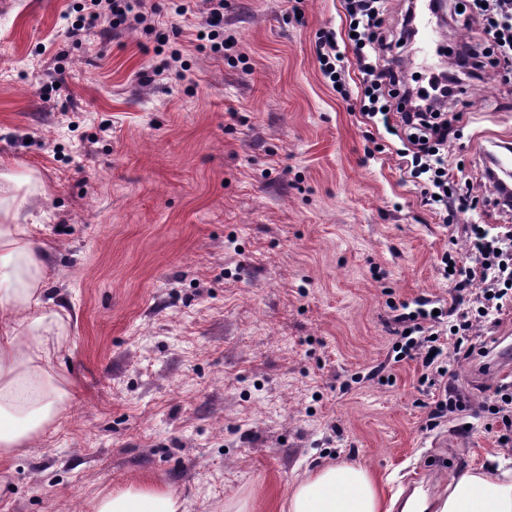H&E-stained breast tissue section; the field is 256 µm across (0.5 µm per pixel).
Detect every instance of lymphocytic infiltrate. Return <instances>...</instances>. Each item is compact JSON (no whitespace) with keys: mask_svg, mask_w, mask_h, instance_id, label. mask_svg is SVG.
Wrapping results in <instances>:
<instances>
[{"mask_svg":"<svg viewBox=\"0 0 512 512\" xmlns=\"http://www.w3.org/2000/svg\"><path fill=\"white\" fill-rule=\"evenodd\" d=\"M84 2L81 17L68 29V36L74 43L100 34L105 24L115 30H130L139 25L146 33L154 35L157 54L165 53L173 62H181V29L176 27L172 32H164L161 22L153 20L147 0ZM225 2L167 0V13L183 20L198 17L199 22L194 27L195 49L220 54L235 44L233 37L224 34ZM345 5L352 33L350 43L363 74V83L358 89L363 101L361 110L372 118L382 111L379 100L385 90L399 84L400 78L393 69L371 63L369 55L377 49L404 48L415 15L406 12L397 38L389 40L378 33L385 0H345ZM469 8L471 15L484 21L489 45L504 58H512V9L491 7L489 0H470ZM316 55L332 89L340 95H347L342 68L344 55L335 31L319 37ZM485 66L483 56L476 49L467 44L461 45L455 52L454 71H438L431 75L427 87L417 89L420 106L407 110L400 108L395 112L393 130L407 143L403 151L407 158L406 166L411 177L422 179V201L431 208L447 207L449 199L448 168L443 154L448 139V122L442 119L440 107L453 98L460 78H479ZM465 233L478 267L469 271L455 267L451 274L458 279L455 288L457 302L474 299L476 311L458 312L455 320L449 321L444 315L434 314L429 307V299L422 297L411 305H397L394 317V333L398 338L395 359L419 362L422 369L419 386L432 394L428 417L434 428L465 411L469 405L463 395L448 387V381L453 377L448 367L449 356L473 361L486 355V347L476 346L472 341L473 326L490 312L502 311L508 293L512 292V227H505L504 231L494 234L482 225L470 224L466 226Z\"/></svg>","mask_w":512,"mask_h":512,"instance_id":"1","label":"lymphocytic infiltrate"}]
</instances>
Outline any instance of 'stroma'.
Returning a JSON list of instances; mask_svg holds the SVG:
<instances>
[{
  "label": "stroma",
  "instance_id": "1",
  "mask_svg": "<svg viewBox=\"0 0 512 512\" xmlns=\"http://www.w3.org/2000/svg\"><path fill=\"white\" fill-rule=\"evenodd\" d=\"M82 2L0 11V173L35 195L69 336L52 366L71 392L0 459V512H89L144 481L179 512H288L292 485L326 463L362 461L389 499L438 453L440 492L504 455L480 409L498 380L471 363L455 366L468 410L427 429L419 365L390 360L387 303L450 308L442 254L472 268L463 227L512 225L482 151L512 137V66L489 64L447 105L448 179L470 195L444 222L400 139L323 81L315 42L347 29L344 0H301L300 24L288 0H228L238 47L189 52L181 78L152 74L141 30L73 44ZM443 14L439 50L485 44L458 0Z\"/></svg>",
  "mask_w": 512,
  "mask_h": 512
}]
</instances>
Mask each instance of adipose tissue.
I'll return each mask as SVG.
<instances>
[{"label": "adipose tissue", "instance_id": "1", "mask_svg": "<svg viewBox=\"0 0 512 512\" xmlns=\"http://www.w3.org/2000/svg\"><path fill=\"white\" fill-rule=\"evenodd\" d=\"M32 194L0 185V458L14 454L53 424L69 397L50 369L65 326L48 311L50 252L35 225L20 223ZM176 495L147 483L98 496L90 512H178ZM288 512H392L369 469L358 461L318 467L294 484ZM403 512H512V463L458 472L434 501L413 495Z\"/></svg>", "mask_w": 512, "mask_h": 512}]
</instances>
